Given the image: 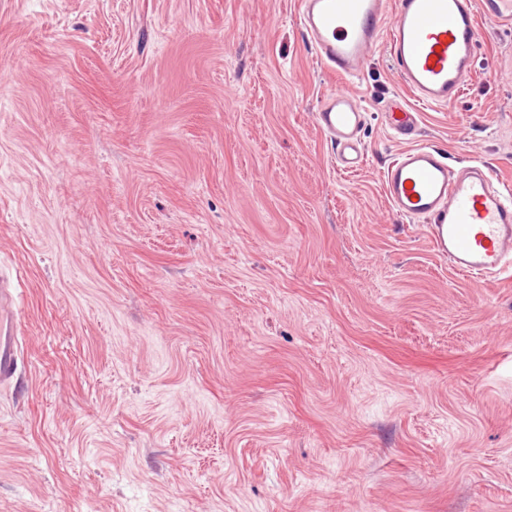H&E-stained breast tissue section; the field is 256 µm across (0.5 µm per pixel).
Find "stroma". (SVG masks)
Returning a JSON list of instances; mask_svg holds the SVG:
<instances>
[{
	"instance_id": "1",
	"label": "stroma",
	"mask_w": 512,
	"mask_h": 512,
	"mask_svg": "<svg viewBox=\"0 0 512 512\" xmlns=\"http://www.w3.org/2000/svg\"><path fill=\"white\" fill-rule=\"evenodd\" d=\"M299 0H0V512H512V273L390 208L386 45L327 70ZM350 87L367 155L313 114ZM512 187V31L421 111ZM12 289L0 273V384L9 383L16 377L22 361Z\"/></svg>"
}]
</instances>
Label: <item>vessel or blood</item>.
I'll list each match as a JSON object with an SVG mask.
<instances>
[{
  "instance_id": "b4317fda",
  "label": "vessel or blood",
  "mask_w": 512,
  "mask_h": 512,
  "mask_svg": "<svg viewBox=\"0 0 512 512\" xmlns=\"http://www.w3.org/2000/svg\"><path fill=\"white\" fill-rule=\"evenodd\" d=\"M512 29V0H300L298 25L320 62L357 79L370 52L388 41L393 67L419 102L436 107L459 99L475 69L479 19ZM335 150L339 170L365 162L366 113L344 89L325 93L314 114ZM402 148L382 171L391 209L424 222L436 252L451 268L481 281L512 270V190L495 185L490 167L450 165L440 149L421 143L420 114L394 98L385 114ZM22 350L16 301L0 275V384L19 371Z\"/></svg>"
}]
</instances>
